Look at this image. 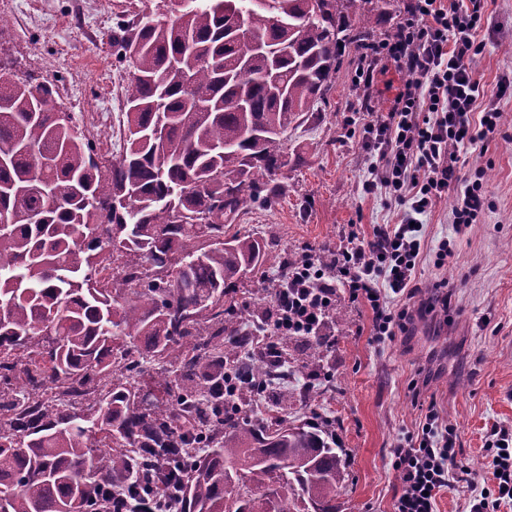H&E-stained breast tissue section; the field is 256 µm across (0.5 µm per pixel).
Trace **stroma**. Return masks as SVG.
I'll return each mask as SVG.
<instances>
[{
  "instance_id": "obj_1",
  "label": "stroma",
  "mask_w": 512,
  "mask_h": 512,
  "mask_svg": "<svg viewBox=\"0 0 512 512\" xmlns=\"http://www.w3.org/2000/svg\"><path fill=\"white\" fill-rule=\"evenodd\" d=\"M85 33L71 13V0H0V56L11 59V73H32L59 90L64 111L83 125L98 150L113 146L94 121L98 109L124 111L123 77L127 66L112 54L118 24H135L142 14L174 16V0H102ZM488 24L495 32L477 59L481 83L491 87L512 74V0H488ZM359 52L347 47L336 75L330 103L292 124L283 138L288 165L277 174L283 193L271 206L243 210L233 230L258 237L268 261L235 286L245 323L254 308H269L272 283L284 259L297 258L306 245L327 249L350 228L370 237L374 225L393 224L397 207L380 194H364L370 173L354 140L344 138L346 115L369 102L376 113L409 79L406 71L377 72L368 99L352 89ZM461 177L475 168L485 171L491 207L457 232L452 222L456 192H449L423 216L425 249L417 270L415 297L389 295L394 309L408 310L404 333L382 342L370 336V314L363 305L339 299L338 319L328 328V349L321 359L324 380L315 382L318 400L301 398L305 379L291 374L289 420L302 422L312 413L330 418L341 447L347 450L349 481L336 501L339 512H394L400 486L392 467L391 448L417 434L427 406H434L440 427L456 434L455 459L471 480L492 488L484 468L491 445L489 431L512 428V99L502 105L498 132L469 146L459 161ZM450 241L453 254L437 266L436 252ZM447 296V311H421L422 300ZM421 381L412 390V381Z\"/></svg>"
}]
</instances>
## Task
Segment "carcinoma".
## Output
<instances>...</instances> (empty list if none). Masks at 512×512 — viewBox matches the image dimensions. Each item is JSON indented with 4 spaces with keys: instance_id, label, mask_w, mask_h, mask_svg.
Wrapping results in <instances>:
<instances>
[{
    "instance_id": "obj_1",
    "label": "carcinoma",
    "mask_w": 512,
    "mask_h": 512,
    "mask_svg": "<svg viewBox=\"0 0 512 512\" xmlns=\"http://www.w3.org/2000/svg\"><path fill=\"white\" fill-rule=\"evenodd\" d=\"M380 8L191 0L143 16L114 44L130 71L111 160L51 86L0 77V354L15 358L0 512H90L177 474L181 512H336L346 450L327 424H242L224 406V366L271 371L232 293L267 254L226 228L280 194L282 136L329 103L342 48Z\"/></svg>"
}]
</instances>
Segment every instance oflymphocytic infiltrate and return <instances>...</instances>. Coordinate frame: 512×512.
<instances>
[{"label": "lymphocytic infiltrate", "instance_id": "1", "mask_svg": "<svg viewBox=\"0 0 512 512\" xmlns=\"http://www.w3.org/2000/svg\"><path fill=\"white\" fill-rule=\"evenodd\" d=\"M488 0H406L404 18L393 37L365 46L351 83L368 96L378 68L394 65L411 79L385 116L357 125L343 123L346 138L356 139L369 162L364 193L374 192L403 210L400 223L378 224L371 238L349 231L334 248L331 264L306 246L284 271L272 305L261 320L257 344L277 367H285L278 343L282 336H324L337 294L364 304L372 312L371 333L383 340L405 331L407 311H393L389 294H402L414 283L421 260V224L449 191H457L453 222L475 223L488 205L483 169L459 180L458 147L495 133L501 100L512 96V80L493 89L480 85L473 67L485 42L479 32ZM479 121H472L474 110ZM408 446L392 449L400 479L395 512H434L438 493L448 485L454 461L452 433H439L435 411ZM494 454L486 463L495 474L497 499L512 502V430L491 431Z\"/></svg>", "mask_w": 512, "mask_h": 512}]
</instances>
